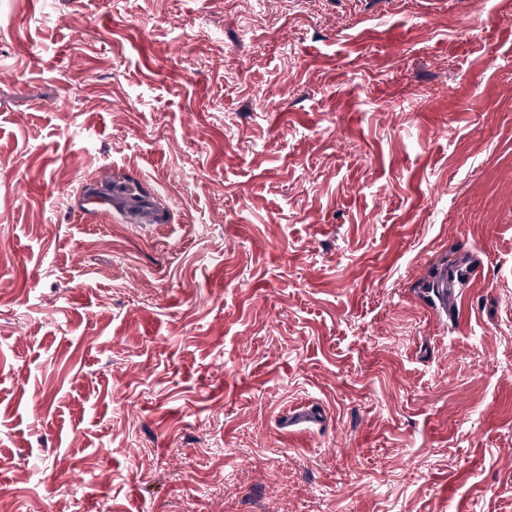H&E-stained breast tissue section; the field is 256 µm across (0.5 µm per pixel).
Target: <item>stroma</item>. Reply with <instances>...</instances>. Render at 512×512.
<instances>
[{
  "instance_id": "stroma-1",
  "label": "stroma",
  "mask_w": 512,
  "mask_h": 512,
  "mask_svg": "<svg viewBox=\"0 0 512 512\" xmlns=\"http://www.w3.org/2000/svg\"><path fill=\"white\" fill-rule=\"evenodd\" d=\"M510 282L512 0H0V512H512Z\"/></svg>"
}]
</instances>
